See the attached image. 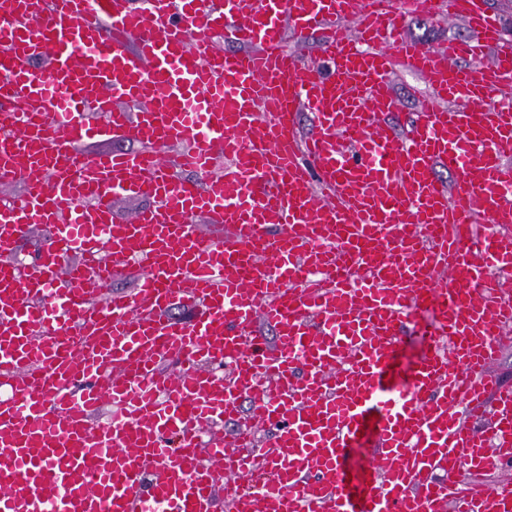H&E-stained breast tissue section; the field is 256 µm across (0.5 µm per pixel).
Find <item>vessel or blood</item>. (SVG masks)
<instances>
[{
	"label": "vessel or blood",
	"instance_id": "obj_1",
	"mask_svg": "<svg viewBox=\"0 0 512 512\" xmlns=\"http://www.w3.org/2000/svg\"><path fill=\"white\" fill-rule=\"evenodd\" d=\"M398 65L428 85L400 134ZM511 76L480 0H0V512H512L456 480L512 464ZM406 35L430 46H436L448 38H465L467 30L464 23L458 20L439 26L423 18H413L407 25ZM431 322L432 314L423 312L417 316L414 324L410 326V330L403 338L397 354L394 370L395 380L401 381L405 379L423 355L427 347L425 333L429 330Z\"/></svg>",
	"mask_w": 512,
	"mask_h": 512
}]
</instances>
